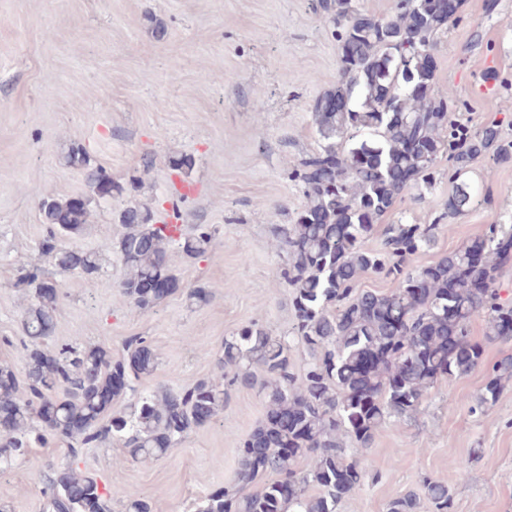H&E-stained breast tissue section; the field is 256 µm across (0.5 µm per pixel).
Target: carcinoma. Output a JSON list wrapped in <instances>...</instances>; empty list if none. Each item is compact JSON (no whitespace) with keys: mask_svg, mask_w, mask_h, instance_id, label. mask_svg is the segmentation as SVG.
<instances>
[{"mask_svg":"<svg viewBox=\"0 0 512 512\" xmlns=\"http://www.w3.org/2000/svg\"><path fill=\"white\" fill-rule=\"evenodd\" d=\"M319 3L317 21L336 27L338 79L313 106L317 149L292 171L303 204L276 231L285 258L280 277L292 295L290 331L274 336L252 322L224 337L215 374L179 391L140 393L136 382L157 368L148 339L131 337L119 355L100 346L50 347L57 286L25 273L36 298L22 320L28 371L20 381L0 364V469L37 442H64L70 463L46 476V512H112V489L72 467L85 448L117 439L125 452L116 465L161 458L191 429L223 414L234 386L257 389L265 414L239 440L236 485L209 491L195 512H336L370 473L369 464L348 457L347 443L365 448L380 425L422 413L443 377L486 367L487 381L471 405L482 412L512 379V357L491 364L484 357L486 344L512 340V299L500 288L512 265L511 224H488L464 247L416 268L413 257L436 242V224H389L380 247L369 246L381 219L410 189L437 183L443 156L450 217L474 204L465 175L476 159L512 163V138L496 123L474 128L455 119L466 104L448 98L436 79L434 37L461 20L463 0L446 7L443 0H396L387 17L355 0ZM337 98L346 100V111L330 108ZM65 163L99 194H112L110 176L83 148H72ZM41 215L42 252L64 273H97L100 253L59 243L62 234L82 232L88 205L48 197ZM119 223L118 288L141 312L177 292V262L205 256L216 234L204 224L156 225L144 204L127 206ZM369 275L393 288H359ZM149 281L164 288L145 287ZM476 315L487 322L482 342L471 336ZM295 346L307 355L298 371ZM424 490L435 512H451L448 486L428 479ZM417 507L418 496L408 493L387 512Z\"/></svg>","mask_w":512,"mask_h":512,"instance_id":"cac0c4a2","label":"carcinoma"}]
</instances>
